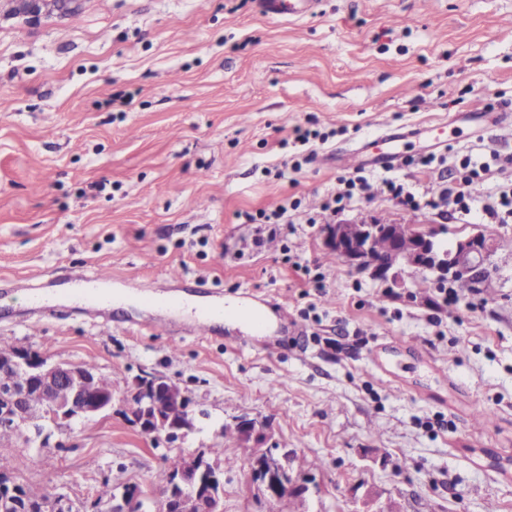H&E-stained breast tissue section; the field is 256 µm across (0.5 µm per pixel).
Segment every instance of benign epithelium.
I'll list each match as a JSON object with an SVG mask.
<instances>
[{
  "label": "benign epithelium",
  "mask_w": 512,
  "mask_h": 512,
  "mask_svg": "<svg viewBox=\"0 0 512 512\" xmlns=\"http://www.w3.org/2000/svg\"><path fill=\"white\" fill-rule=\"evenodd\" d=\"M85 0H0V24L19 20L38 26L51 18L78 14ZM406 228L379 220L342 222L325 228V244L338 259L358 271L387 284L390 289H406L407 269L430 273L441 280L464 276L480 288L489 278L497 241L484 234L458 238L443 246L428 229L414 228L413 243L405 249L396 246L390 255L374 252L375 239H396ZM25 374V382L15 385L5 376ZM144 404L142 412L127 415V422L152 439H184L196 429L190 396L177 383L163 375L139 379L133 388ZM40 401L38 416L32 414V399ZM112 409V392L100 387L82 364L53 361L29 348L16 347L8 357H0V432L25 448L51 447L54 431L76 422L106 414ZM228 426L239 429L238 443L250 449L248 477L271 504L288 502L292 496H310V479L296 474L292 454L286 448L267 446L269 422L261 418L235 417ZM224 471L205 451L183 454L178 465L168 471L163 493L157 503L163 512H223ZM123 505L111 512H143L141 489L129 484L120 494ZM47 512H78L65 494L48 497Z\"/></svg>",
  "instance_id": "7a95c632"
}]
</instances>
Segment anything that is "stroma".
Masks as SVG:
<instances>
[{
  "label": "stroma",
  "mask_w": 512,
  "mask_h": 512,
  "mask_svg": "<svg viewBox=\"0 0 512 512\" xmlns=\"http://www.w3.org/2000/svg\"><path fill=\"white\" fill-rule=\"evenodd\" d=\"M484 112L512 113V0H321L299 19L255 0H86L64 21L0 25V339L116 384L111 410L72 424L61 447L0 455L50 496L89 504L109 480L153 504L173 460L220 445L238 460L223 512H273L223 436L258 416L311 479L309 512H359L368 492L398 512H512V222L484 210L512 189V132L487 130ZM438 121L457 143L418 135ZM298 125L318 139L294 141ZM383 136L402 139L397 169L343 165ZM467 157L490 171L462 214L440 193ZM359 173L364 194L325 211ZM281 206L288 224L257 235L247 214ZM370 219L448 243L494 237L486 288L449 304L411 271L403 295L325 247L326 225ZM74 271L131 304H111L106 323L83 312L57 295ZM183 280L211 303L285 307L288 321L203 338L164 305L185 297ZM37 295L52 315H28ZM147 374L192 396L185 440L127 423Z\"/></svg>",
  "instance_id": "35a3bbf8"
}]
</instances>
